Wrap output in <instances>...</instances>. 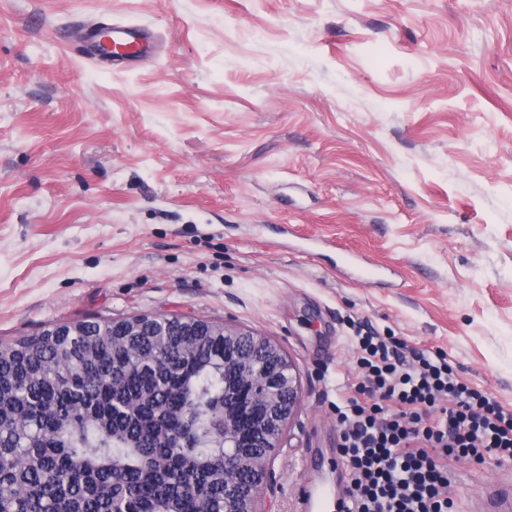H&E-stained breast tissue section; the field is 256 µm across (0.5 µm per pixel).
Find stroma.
I'll use <instances>...</instances> for the list:
<instances>
[{
	"label": "stroma",
	"instance_id": "stroma-1",
	"mask_svg": "<svg viewBox=\"0 0 512 512\" xmlns=\"http://www.w3.org/2000/svg\"><path fill=\"white\" fill-rule=\"evenodd\" d=\"M142 314L295 362L273 512L342 475L357 330L512 408V0H0V340ZM448 471L478 512L512 461ZM88 42L91 55L98 56L104 45L112 43V51L120 49L121 54L132 56L148 46L151 36L136 27L102 24L90 31Z\"/></svg>",
	"mask_w": 512,
	"mask_h": 512
}]
</instances>
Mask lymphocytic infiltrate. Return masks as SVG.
Masks as SVG:
<instances>
[{
	"instance_id": "obj_1",
	"label": "lymphocytic infiltrate",
	"mask_w": 512,
	"mask_h": 512,
	"mask_svg": "<svg viewBox=\"0 0 512 512\" xmlns=\"http://www.w3.org/2000/svg\"><path fill=\"white\" fill-rule=\"evenodd\" d=\"M361 380L335 405L346 512H454L446 459L512 460V409L469 387L438 352L362 336Z\"/></svg>"
}]
</instances>
